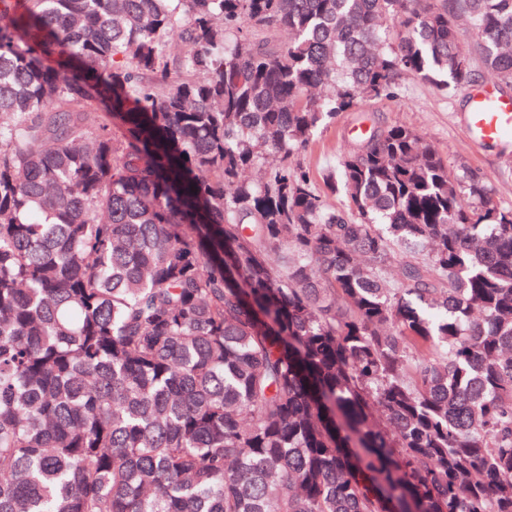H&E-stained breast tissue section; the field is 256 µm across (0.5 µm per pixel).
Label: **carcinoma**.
Returning <instances> with one entry per match:
<instances>
[{"label": "carcinoma", "mask_w": 512, "mask_h": 512, "mask_svg": "<svg viewBox=\"0 0 512 512\" xmlns=\"http://www.w3.org/2000/svg\"><path fill=\"white\" fill-rule=\"evenodd\" d=\"M484 71L512 0L0 7V512H512V206L403 125L343 209L294 164Z\"/></svg>", "instance_id": "carcinoma-1"}]
</instances>
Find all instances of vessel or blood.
<instances>
[{"label": "vessel or blood", "mask_w": 512, "mask_h": 512, "mask_svg": "<svg viewBox=\"0 0 512 512\" xmlns=\"http://www.w3.org/2000/svg\"><path fill=\"white\" fill-rule=\"evenodd\" d=\"M466 135L500 146L512 145V100L491 90L476 92L464 123Z\"/></svg>", "instance_id": "b4317fda"}]
</instances>
